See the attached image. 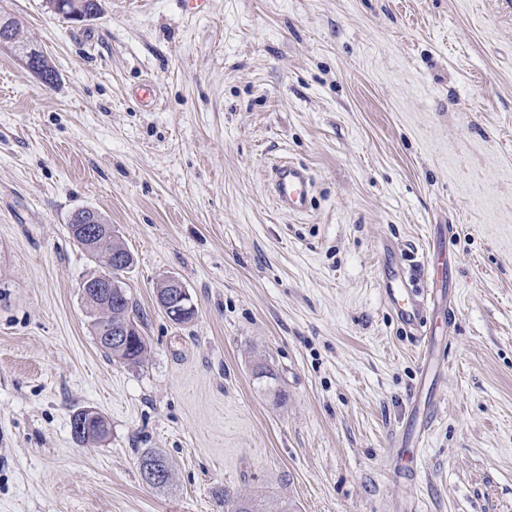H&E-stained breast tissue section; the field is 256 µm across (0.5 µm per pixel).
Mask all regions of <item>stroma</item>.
Segmentation results:
<instances>
[{
    "instance_id": "1",
    "label": "stroma",
    "mask_w": 512,
    "mask_h": 512,
    "mask_svg": "<svg viewBox=\"0 0 512 512\" xmlns=\"http://www.w3.org/2000/svg\"><path fill=\"white\" fill-rule=\"evenodd\" d=\"M1 12L59 81L0 46V512H512V0ZM282 157L316 181L307 213L266 192ZM80 208L135 258L139 365L89 327ZM426 259L439 377L380 288ZM166 276L191 322L158 306ZM86 407L109 432L82 444ZM156 299L173 320L194 314L195 307L184 283L175 276L161 279L156 288ZM99 421L101 422L100 424L107 422L105 416L102 413L92 408L83 409L81 415L71 420V432L74 438L80 441L79 436H82L85 434V432L90 431L92 427L99 423ZM101 439L103 438L92 436L89 438H84L80 442H96Z\"/></svg>"
}]
</instances>
